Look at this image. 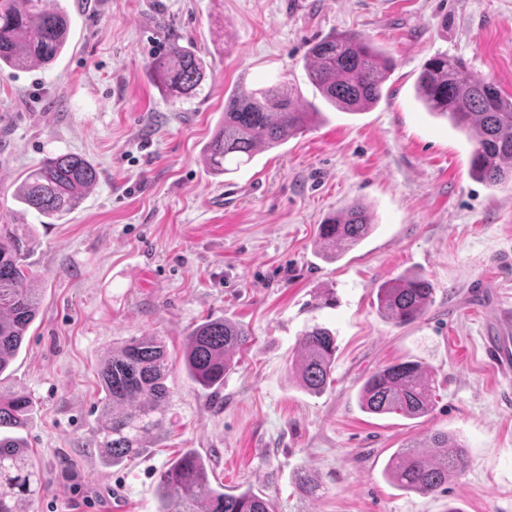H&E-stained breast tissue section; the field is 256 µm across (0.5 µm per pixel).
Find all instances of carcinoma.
Returning a JSON list of instances; mask_svg holds the SVG:
<instances>
[{"label": "carcinoma", "mask_w": 512, "mask_h": 512, "mask_svg": "<svg viewBox=\"0 0 512 512\" xmlns=\"http://www.w3.org/2000/svg\"><path fill=\"white\" fill-rule=\"evenodd\" d=\"M70 20L59 0H0V70L48 66L62 54ZM309 81L326 102L348 112L366 110L383 95L393 69L365 36L341 32L309 49ZM157 88L173 100L196 94L205 63L189 46L173 41L167 53L150 63ZM416 96L431 114L474 136L470 174L495 187L512 180V95L472 78L462 63L445 54L430 58L419 74ZM320 112L295 103L279 88H238L224 103V121L204 155L210 173L222 176L250 162L256 151L277 147L318 122ZM99 179L95 166L76 154L45 158L26 175L17 198L40 215L61 220L80 203ZM368 210L350 204L319 225V245L327 252L349 250L374 230ZM29 235L0 225V512H19V504L39 494V467L20 435L34 410L31 395L11 380L8 369L26 333L38 318L42 290L26 259ZM433 288L421 276H399L377 288V312L403 326L421 319L432 302ZM246 331L226 318H208L186 336L183 362L188 378L213 393L224 387V375L236 366L237 353L248 343ZM336 338L315 325L300 339L295 376L307 391L320 394L331 384ZM169 358L157 336L133 338L112 349L99 365L103 420L98 448L114 466L148 451L165 428V409L172 397L167 385ZM433 375L417 361L387 365L371 374L360 390L361 407L374 414L414 419L435 404ZM469 466L465 447L445 433L404 445L390 458L386 472L399 488L422 494L437 492ZM156 512H271L269 500L250 490L234 494L211 483L208 465L187 451L161 471Z\"/></svg>", "instance_id": "cac0c4a2"}]
</instances>
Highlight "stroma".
Masks as SVG:
<instances>
[{
  "label": "stroma",
  "instance_id": "1",
  "mask_svg": "<svg viewBox=\"0 0 512 512\" xmlns=\"http://www.w3.org/2000/svg\"><path fill=\"white\" fill-rule=\"evenodd\" d=\"M67 50L52 65L0 72V224L30 231L44 293L12 365L36 402L24 430L45 489L21 512H156L161 470L187 449L225 491H260L274 512H512V371L492 350L512 336V183L469 171L472 136L415 97L433 55L512 95V0H61ZM358 32L391 58L387 96L351 114L307 78L308 49ZM206 62L198 93L173 102L149 64L169 40ZM284 86L321 119L284 145L213 177L203 149L238 87ZM85 157L100 178L64 220L25 208L15 188L44 158ZM232 197L222 207L210 197ZM360 200L376 229L335 260L323 219ZM427 279L432 303L396 326L377 287ZM226 317L250 341L216 394L188 378L187 333ZM336 337L332 382L300 388L292 363L313 325ZM162 338L173 392L148 454L106 466L98 367L112 348ZM402 360L437 380L422 418L363 410L369 375ZM445 432L470 466L433 494L384 474L402 445ZM319 484L304 497L298 474Z\"/></svg>",
  "mask_w": 512,
  "mask_h": 512
}]
</instances>
